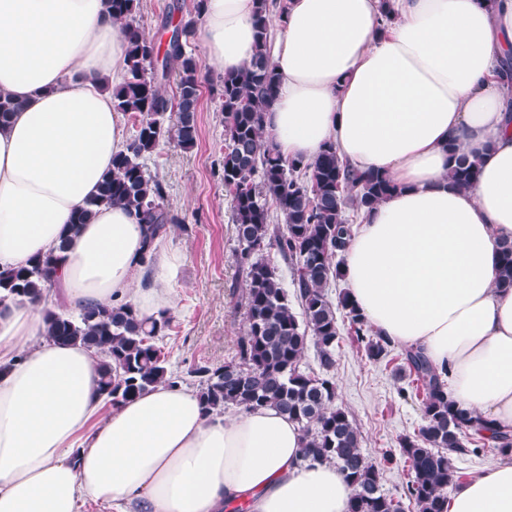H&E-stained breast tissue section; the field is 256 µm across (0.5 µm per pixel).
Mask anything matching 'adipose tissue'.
Here are the masks:
<instances>
[{
    "mask_svg": "<svg viewBox=\"0 0 512 512\" xmlns=\"http://www.w3.org/2000/svg\"><path fill=\"white\" fill-rule=\"evenodd\" d=\"M279 0L269 20L279 76L265 127L282 158L325 143L391 196L343 253L349 296L392 344L448 371V396L512 435V289L497 287L512 241V0ZM256 0H205L208 65L255 53ZM123 25L105 0H0V93L23 107L0 126V270L61 251L53 299L0 314V512H79L84 500L139 512H348L336 465L303 466L298 425L272 407L211 414L196 391L159 386L119 407L97 358L44 338L45 310L132 302L173 307L171 241L147 242L136 211L98 209L68 248L73 213L128 141L112 90L125 75ZM478 158L466 189L450 147ZM448 512H512V458L448 491Z\"/></svg>",
    "mask_w": 512,
    "mask_h": 512,
    "instance_id": "obj_1",
    "label": "adipose tissue"
}]
</instances>
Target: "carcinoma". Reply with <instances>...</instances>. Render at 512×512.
I'll return each mask as SVG.
<instances>
[{"label":"carcinoma","instance_id":"cac0c4a2","mask_svg":"<svg viewBox=\"0 0 512 512\" xmlns=\"http://www.w3.org/2000/svg\"><path fill=\"white\" fill-rule=\"evenodd\" d=\"M112 17L125 33L126 73L112 90L116 111L134 119L125 150L112 157V171L96 195L87 200L68 225L59 251L101 207L123 206L138 212L148 238L181 223L164 204V183L151 174L145 158L160 140L191 149L198 130L196 112L204 66L189 50V39L202 18L204 0H196L194 17L169 33L165 49L137 23L140 0H107ZM269 0H257V51L241 70L220 77L224 112V187L231 194L238 241L237 268L244 288L237 306L244 309L245 327L234 358L222 364L197 365L187 377L197 384L207 411L228 407L251 410L274 407L295 422L302 434L301 462L307 467L334 463L354 488L348 512H404L400 500L385 493L383 472L361 447L356 425L335 404L336 345L341 329L337 312L348 320L349 334L363 344L373 361L386 358L390 341L368 325L344 292L332 301L328 288L344 279L337 260L352 233L344 218L348 207L368 212L396 190L387 176L355 170L344 164L329 143L310 163L286 161L264 127V113L275 99L279 77L268 52L271 31ZM175 76L177 95L167 98L160 81ZM449 178L459 188L478 176L476 160L450 146ZM281 223H274L275 217ZM278 251L295 276L293 291L284 288L277 268L265 252ZM61 256L49 253L26 265L0 271V306L25 299L36 301L55 285ZM497 287L512 288V242L501 247ZM300 311H295V308ZM46 340L82 345L99 354L100 391L114 407L160 385L186 382L169 367L157 344L172 328L170 312L144 317L130 303L112 307L84 305L69 313L48 309ZM313 342L320 372H305L300 363ZM398 374L409 378L421 396L423 424L417 434L400 439L401 455L411 468L406 498L416 512H448V486L454 484L452 456H478L485 444L465 439L478 418L448 398L444 376L421 351L401 353Z\"/></svg>","mask_w":512,"mask_h":512}]
</instances>
